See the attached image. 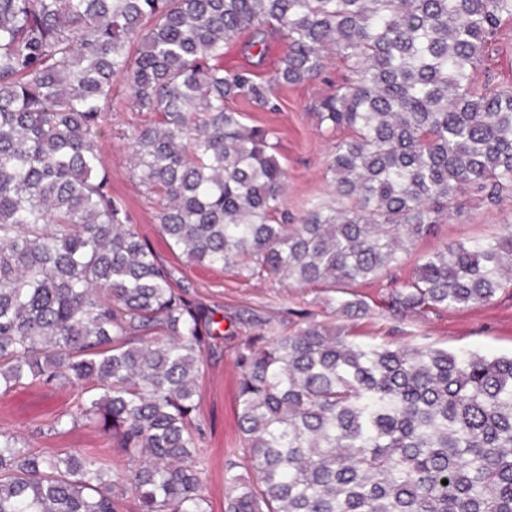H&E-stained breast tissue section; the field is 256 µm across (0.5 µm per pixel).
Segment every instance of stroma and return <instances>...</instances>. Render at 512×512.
<instances>
[{"mask_svg": "<svg viewBox=\"0 0 512 512\" xmlns=\"http://www.w3.org/2000/svg\"><path fill=\"white\" fill-rule=\"evenodd\" d=\"M343 75L342 65L330 61L321 78L281 89L282 109L278 112H264L243 101L237 104L246 125L275 129L276 158L286 172L287 206L298 220L309 204L332 197V175L326 169L332 141L320 132L313 112L330 84ZM144 120L131 105L126 83L115 80L112 111L102 135L112 195L130 213L159 260L178 268L179 279L190 287V298L212 314L221 330L206 352L197 387L199 418L206 432L205 497L209 512H224V463L239 446L236 349L246 337L268 339L288 333L300 321L316 320L345 326L350 340L360 345L432 346L489 357L512 353V291H500L488 303L459 305L405 319L387 309L383 292L387 283L398 284L411 277L420 257L428 252L453 242L500 236L504 225L512 224V200L496 205L465 204L460 212L436 225L430 236L402 252L399 264L384 270L379 279L347 288L320 284L292 288L276 279L259 280L244 273L185 266L159 234L154 200L145 194L130 168L126 137ZM357 299L368 305V312L349 317L339 313L342 302ZM75 394V388L63 382L49 389H0V425L46 454L77 450L102 455L107 445L97 428L81 422L67 433L50 429L55 415L73 410Z\"/></svg>", "mask_w": 512, "mask_h": 512, "instance_id": "35a3bbf8", "label": "stroma"}]
</instances>
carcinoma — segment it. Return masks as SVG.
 I'll return each mask as SVG.
<instances>
[{"instance_id":"obj_1","label":"carcinoma","mask_w":512,"mask_h":512,"mask_svg":"<svg viewBox=\"0 0 512 512\" xmlns=\"http://www.w3.org/2000/svg\"><path fill=\"white\" fill-rule=\"evenodd\" d=\"M512 0H0V384L77 387L117 457L44 455L0 430V512H208L197 379L213 317L174 288L112 197L114 79L149 120L127 138L159 230L187 266L345 288L399 262L462 205L512 198V83L481 66ZM250 33L266 82L224 66ZM318 103L334 199L288 223L278 90ZM425 254L389 289L404 316L512 288V226ZM240 452L224 512H512V355L361 346L309 322L236 357ZM448 484H442V480Z\"/></svg>"}]
</instances>
